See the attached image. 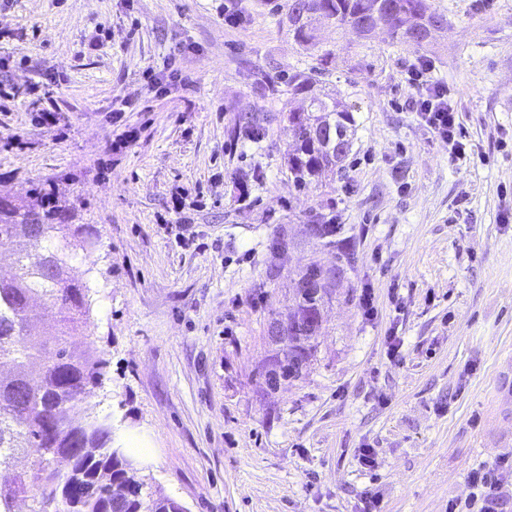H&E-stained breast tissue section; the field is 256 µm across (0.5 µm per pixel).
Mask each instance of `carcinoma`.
Returning a JSON list of instances; mask_svg holds the SVG:
<instances>
[{
  "label": "carcinoma",
  "mask_w": 512,
  "mask_h": 512,
  "mask_svg": "<svg viewBox=\"0 0 512 512\" xmlns=\"http://www.w3.org/2000/svg\"><path fill=\"white\" fill-rule=\"evenodd\" d=\"M362 2L310 0L309 10L342 28L358 20ZM387 7V33L396 39L406 38L405 17L426 11L424 0H387ZM320 27L314 16L288 28V34L302 49L318 52L325 64L332 51L321 47ZM317 74L315 69L289 76L282 108L295 142L288 167L298 189L322 180L347 156L329 151L324 137L312 134L316 113H328L331 132L346 144H352L355 133L352 111L341 100L326 94L311 97L305 108L293 106L294 97L309 91ZM29 194L37 203L0 206V245L12 246L16 265L11 279L0 280V364H10L14 373L10 380H0V470L10 471L0 482V512H16L20 500L31 502L29 512H177V500L127 468L128 454L113 446L110 417L89 415L77 424L70 419V412L88 397V387L102 382L106 368V361L92 350L78 347L91 301L88 285L69 273L70 252L89 251L98 237L87 224L65 223L66 208L41 188ZM33 219L37 230L24 234L23 226ZM44 240L51 247L36 251ZM323 280L325 270L318 264L300 276L294 316L302 325L289 327L288 335L301 364L268 371L267 383L273 388L280 378L300 377L302 364L311 356L325 302L316 285ZM38 299L61 314L49 349L35 348Z\"/></svg>",
  "instance_id": "cac0c4a2"
}]
</instances>
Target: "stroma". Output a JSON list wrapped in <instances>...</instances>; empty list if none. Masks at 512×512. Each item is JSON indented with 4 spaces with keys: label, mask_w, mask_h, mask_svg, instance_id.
<instances>
[{
    "label": "stroma",
    "mask_w": 512,
    "mask_h": 512,
    "mask_svg": "<svg viewBox=\"0 0 512 512\" xmlns=\"http://www.w3.org/2000/svg\"><path fill=\"white\" fill-rule=\"evenodd\" d=\"M285 3L235 0L232 27L224 0H0V87L19 92L0 98V139L22 142L0 149V196L43 187L98 234L71 262L91 288L84 341L107 363L89 410L150 448L147 475L186 512H361L368 497L448 512L471 468L512 457V0H425L448 26L422 47L325 28L314 90L351 106L356 131L300 192L281 103L317 60ZM172 56L184 85L151 84ZM423 57L454 93L459 159L408 105ZM126 98L141 134L120 144ZM49 104L62 130L38 122ZM332 220L354 265L312 229ZM313 262L344 272L302 378L272 391L266 326Z\"/></svg>",
    "instance_id": "1"
}]
</instances>
